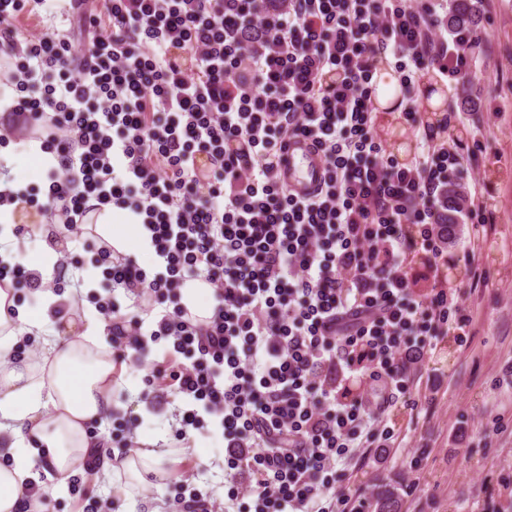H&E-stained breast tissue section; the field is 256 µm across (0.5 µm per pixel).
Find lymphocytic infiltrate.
<instances>
[{"instance_id": "1", "label": "lymphocytic infiltrate", "mask_w": 512, "mask_h": 512, "mask_svg": "<svg viewBox=\"0 0 512 512\" xmlns=\"http://www.w3.org/2000/svg\"><path fill=\"white\" fill-rule=\"evenodd\" d=\"M80 24V39H27L12 114L58 161L40 205L58 234L80 233L93 198L141 217L165 264L151 278L99 245L106 282L174 304L146 334L100 298L113 349L171 341L154 379L189 402L185 426L199 403L219 417L229 468L257 475L238 512H361L346 473L393 438L386 412L413 399V352L470 325L457 288L416 298L405 270L443 257L458 147L428 131L415 163L387 156L373 77L393 56L417 125V76L464 77L479 40H445L424 0H105ZM295 136L324 161L308 198L278 172ZM194 279L213 290L211 317L178 303Z\"/></svg>"}]
</instances>
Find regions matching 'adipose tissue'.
<instances>
[{
	"label": "adipose tissue",
	"mask_w": 512,
	"mask_h": 512,
	"mask_svg": "<svg viewBox=\"0 0 512 512\" xmlns=\"http://www.w3.org/2000/svg\"><path fill=\"white\" fill-rule=\"evenodd\" d=\"M94 235L118 255H152L149 231L129 210L108 204L95 214ZM37 306L18 303L13 288L0 289V512H19L26 484L37 481L54 494L67 475L99 442L87 429L90 421L114 408L115 365L104 325L69 320L64 343L46 349L39 363L18 356L21 336H37L57 302L39 292Z\"/></svg>",
	"instance_id": "1"
}]
</instances>
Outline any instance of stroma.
Returning a JSON list of instances; mask_svg holds the SVG:
<instances>
[{
	"instance_id": "35a3bbf8",
	"label": "stroma",
	"mask_w": 512,
	"mask_h": 512,
	"mask_svg": "<svg viewBox=\"0 0 512 512\" xmlns=\"http://www.w3.org/2000/svg\"><path fill=\"white\" fill-rule=\"evenodd\" d=\"M477 6L480 18L472 34L484 40L486 54L473 59L468 78L455 85L439 72L425 73L415 97L438 141L457 143L463 166L477 171L476 179L458 184L465 197L483 203L490 222L478 228L458 213L457 237L447 243L448 256L439 267L420 258L408 266L417 296L437 280L459 287L471 325L467 335L448 334L421 357L414 373L416 405L397 404L389 411L391 446L368 449L348 470L352 495L367 500L388 484L397 488L403 512H512V0H477ZM75 19L62 0L23 12L15 23L14 48L24 49L38 31L69 30ZM449 112L456 120L446 121ZM376 129L399 162L417 156L416 135L399 112H377ZM469 249L488 272L475 288L463 261ZM56 252L66 271L52 288L58 312L40 335L23 337L17 346L33 360L63 340V320L97 311L99 291L82 287L97 258L95 248L66 240ZM171 348V341L162 339L149 343L140 357H126L114 384L119 409L88 425L105 449L123 457L134 455L141 435L157 440L147 486L127 491L90 462L53 496V512H74L86 492L111 497L101 512H149L156 505L168 512L187 476L209 512H231L229 492L240 476L227 466L217 417L202 409L200 428L183 427L182 397L150 384L155 363Z\"/></svg>"
}]
</instances>
